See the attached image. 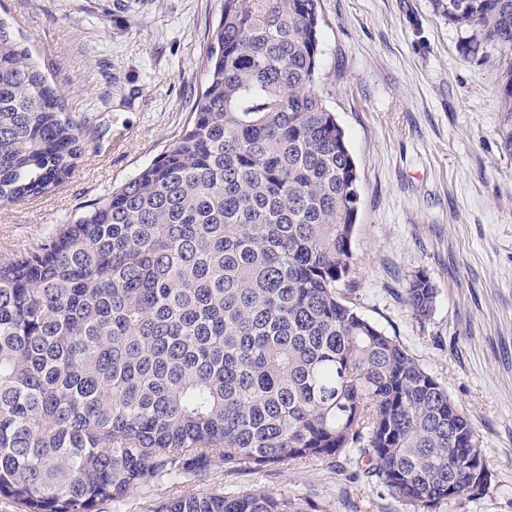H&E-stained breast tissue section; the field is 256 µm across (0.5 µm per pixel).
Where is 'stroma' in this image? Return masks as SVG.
<instances>
[{
    "label": "stroma",
    "instance_id": "obj_1",
    "mask_svg": "<svg viewBox=\"0 0 512 512\" xmlns=\"http://www.w3.org/2000/svg\"><path fill=\"white\" fill-rule=\"evenodd\" d=\"M219 0H0L68 112L86 154L46 196L0 207V260L36 249L55 225L150 164L178 138L204 80ZM320 81L346 133L360 196L351 272L338 289L396 337L471 421L491 480L429 512H512V153L499 137L503 55L431 0H321ZM433 282L432 315L404 303ZM348 457L261 470L218 465L201 480L131 493L102 512H152L205 488L285 493L308 512H413L354 480ZM436 288L425 273H416L405 290L404 302L412 314L419 319H426L433 311Z\"/></svg>",
    "mask_w": 512,
    "mask_h": 512
}]
</instances>
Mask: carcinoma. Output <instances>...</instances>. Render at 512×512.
Wrapping results in <instances>:
<instances>
[{"label": "carcinoma", "mask_w": 512, "mask_h": 512, "mask_svg": "<svg viewBox=\"0 0 512 512\" xmlns=\"http://www.w3.org/2000/svg\"><path fill=\"white\" fill-rule=\"evenodd\" d=\"M182 134L38 249L0 262V498L99 512L135 490L289 461L425 512L491 477L469 420L339 296L359 193L318 88L320 0H219ZM470 52L512 54V0H432ZM500 130L512 153V57ZM86 123L0 21V204L51 193ZM423 272L405 289L429 317ZM153 512H307L286 494L204 489Z\"/></svg>", "instance_id": "obj_1"}]
</instances>
